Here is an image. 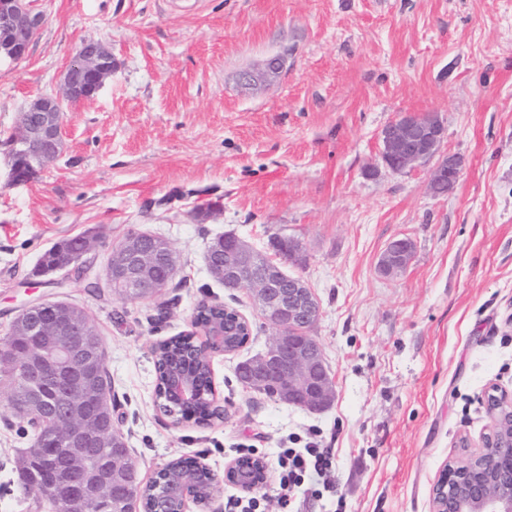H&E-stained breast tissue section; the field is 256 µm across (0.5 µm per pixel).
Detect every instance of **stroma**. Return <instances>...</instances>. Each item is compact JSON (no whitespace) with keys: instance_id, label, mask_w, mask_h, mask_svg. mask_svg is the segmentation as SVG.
<instances>
[{"instance_id":"1","label":"stroma","mask_w":512,"mask_h":512,"mask_svg":"<svg viewBox=\"0 0 512 512\" xmlns=\"http://www.w3.org/2000/svg\"><path fill=\"white\" fill-rule=\"evenodd\" d=\"M45 24L26 57L0 65V337L25 305L64 299L103 338L115 417L147 480L168 461L204 458L223 474L237 442L273 460L317 434L335 455L336 496L299 495V512H430L441 466L479 441L490 385L512 389V0H33ZM115 67L91 100L68 106L63 150L24 186L7 183V141L24 108L61 90L81 42ZM284 65L242 86L269 56ZM433 113L439 152L462 161L433 195L434 162L403 172L380 158L381 130ZM216 209L199 220L198 207ZM133 228L171 240L179 269L160 297L105 288L113 244ZM97 229L86 264L100 284L35 273L55 243ZM233 233L269 250L299 240L288 265L320 304L312 334L335 387L324 412L243 388L238 363L269 329L250 295L226 292L205 255ZM413 243L392 276L378 261ZM220 302L252 332L212 360L224 418L174 423L157 406L152 348ZM31 427L0 393V512H46L13 469ZM413 253V244L407 238H396L389 242L381 254L379 270L385 275L395 274L407 266Z\"/></svg>"}]
</instances>
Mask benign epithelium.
<instances>
[{
    "label": "benign epithelium",
    "instance_id": "obj_1",
    "mask_svg": "<svg viewBox=\"0 0 512 512\" xmlns=\"http://www.w3.org/2000/svg\"><path fill=\"white\" fill-rule=\"evenodd\" d=\"M45 17L32 9L30 0H0V61L15 62L28 51L34 36L42 29ZM277 57L265 60L262 67L245 69L239 82L252 86L280 72ZM112 74V54L94 37L82 41L67 66L62 91L43 95L21 113L19 131L8 143L9 183L27 184L60 153L62 120L66 106L88 100ZM383 149L381 162L393 172H403L435 156L444 138V126L433 113H408L384 127L380 133ZM461 161L454 155L441 158L433 169L430 190L441 183L453 187L460 175ZM96 235L83 236L86 247H77L71 261L56 268L66 275L84 276L87 267L83 258L91 251ZM275 244L284 258L293 263L300 259L301 243L286 235H275ZM413 244L407 238L389 242L381 254L379 270L395 274L407 266ZM267 255L255 249L236 234L224 235V250L208 252V269L229 291L250 293L272 330L265 352L248 360L242 372L247 384L255 381H279L270 392L280 400L309 412L330 407L334 400L333 381L323 349L313 336L296 340L293 329L313 328L320 317V305L311 288L299 276L288 274L283 267L266 268ZM179 266V253L163 237L138 229L126 239L113 244L106 269L111 286L128 289L139 298H146L156 289L167 288ZM210 337V344L224 347L233 335L229 325L192 324V333ZM43 336L48 349H30L18 357L7 336L0 338V356L24 368L30 374L27 392L11 405L21 419L37 428L48 429L60 439L68 461L67 470L58 475V482L71 491L56 499L60 508L53 512H98V504L112 489V468L91 463L85 438L100 448H115L110 417L112 404L99 385V370L105 360L102 336L95 324L64 300L39 302L23 307L15 316L8 336ZM65 367L71 375L63 394L66 410L54 414L40 385L47 372ZM170 396L181 405H190L197 396L195 384L183 377L172 379ZM93 399L97 411L89 414L84 403ZM490 418L488 432L478 448L459 458L445 462L431 490V512H512V451L499 453V441L508 433L512 442V391L497 385L486 392ZM209 482L205 497H200L191 484L183 480L184 472L165 464L160 472L168 474L167 497L149 509L142 499L143 482L137 473L126 475L129 495L121 504L122 512H188L189 503L205 504L212 499L217 478L202 461H197ZM270 470L261 456L232 461L224 467V481L239 491L251 494L264 489Z\"/></svg>",
    "mask_w": 512,
    "mask_h": 512
}]
</instances>
